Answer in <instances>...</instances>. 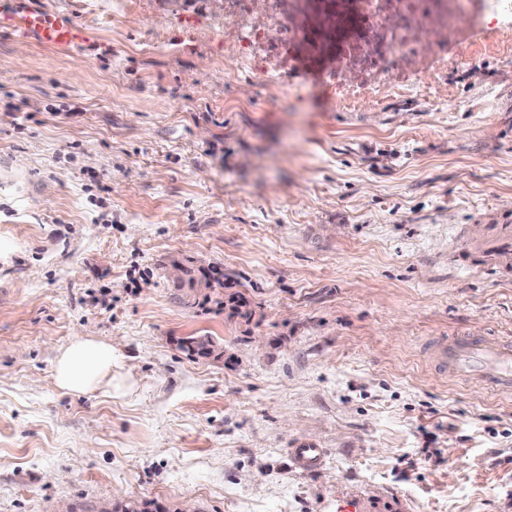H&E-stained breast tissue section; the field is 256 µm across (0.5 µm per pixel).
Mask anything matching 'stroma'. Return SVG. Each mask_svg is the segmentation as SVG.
I'll return each instance as SVG.
<instances>
[{"mask_svg":"<svg viewBox=\"0 0 512 512\" xmlns=\"http://www.w3.org/2000/svg\"><path fill=\"white\" fill-rule=\"evenodd\" d=\"M27 5L89 40L0 32V512H512V394L424 349L512 338L486 256L512 56L468 47L442 95L342 112L314 60L283 88L225 56L224 0ZM172 257L223 287L173 288ZM87 334L123 392L51 387ZM205 335L219 356L180 350ZM295 467L303 472L319 468L326 456L324 448H316L311 442H302L288 450Z\"/></svg>","mask_w":512,"mask_h":512,"instance_id":"35a3bbf8","label":"stroma"}]
</instances>
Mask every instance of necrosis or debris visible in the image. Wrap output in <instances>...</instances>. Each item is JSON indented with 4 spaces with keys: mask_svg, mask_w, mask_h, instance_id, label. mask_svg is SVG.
<instances>
[{
    "mask_svg": "<svg viewBox=\"0 0 512 512\" xmlns=\"http://www.w3.org/2000/svg\"><path fill=\"white\" fill-rule=\"evenodd\" d=\"M336 33V69L323 87L337 109L373 105L417 87L445 89L444 73L477 34L512 15V0H346ZM304 0H224V52L256 77L285 82L304 51L325 54L322 33L297 25Z\"/></svg>",
    "mask_w": 512,
    "mask_h": 512,
    "instance_id": "necrosis-or-debris-1",
    "label": "necrosis or debris"
}]
</instances>
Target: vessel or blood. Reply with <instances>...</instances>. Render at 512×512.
Returning a JSON list of instances; mask_svg holds the SVG:
<instances>
[{"label": "vessel or blood", "mask_w": 512, "mask_h": 512, "mask_svg": "<svg viewBox=\"0 0 512 512\" xmlns=\"http://www.w3.org/2000/svg\"><path fill=\"white\" fill-rule=\"evenodd\" d=\"M0 31L21 38L33 36L42 45L53 48L68 46L82 37L77 25L43 9L22 7L11 12L0 10ZM431 346L439 354L436 368L440 373H453L493 391H512V340L495 336H457L450 340H432ZM289 454L295 467L305 472L319 468L326 451L313 443L302 442L291 448Z\"/></svg>", "instance_id": "obj_1"}]
</instances>
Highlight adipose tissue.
I'll return each mask as SVG.
<instances>
[{
  "label": "adipose tissue",
  "mask_w": 512,
  "mask_h": 512,
  "mask_svg": "<svg viewBox=\"0 0 512 512\" xmlns=\"http://www.w3.org/2000/svg\"><path fill=\"white\" fill-rule=\"evenodd\" d=\"M112 357L110 342L94 336H80L61 346L55 355L51 382L68 395L112 393Z\"/></svg>",
  "instance_id": "adipose-tissue-1"
}]
</instances>
